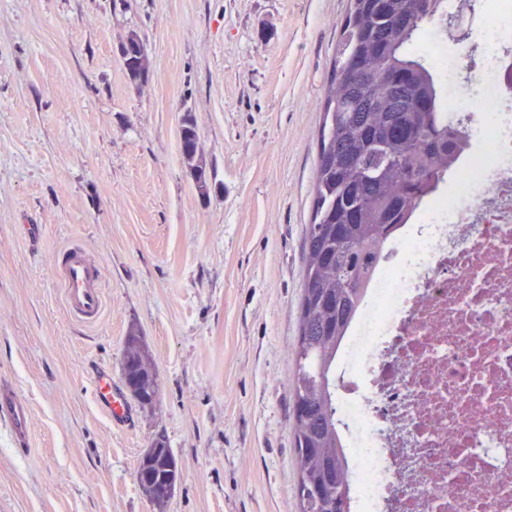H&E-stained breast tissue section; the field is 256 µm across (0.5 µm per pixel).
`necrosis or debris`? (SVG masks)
<instances>
[{
    "label": "necrosis or debris",
    "instance_id": "4bbe7bcc",
    "mask_svg": "<svg viewBox=\"0 0 512 512\" xmlns=\"http://www.w3.org/2000/svg\"><path fill=\"white\" fill-rule=\"evenodd\" d=\"M482 35L481 99L499 96L512 0ZM466 150L453 195L380 249L329 372L352 512H512V116Z\"/></svg>",
    "mask_w": 512,
    "mask_h": 512
}]
</instances>
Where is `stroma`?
<instances>
[{"mask_svg": "<svg viewBox=\"0 0 512 512\" xmlns=\"http://www.w3.org/2000/svg\"><path fill=\"white\" fill-rule=\"evenodd\" d=\"M349 0H0V381L32 409L19 453L0 427V512H299L292 395L323 104ZM471 36L426 26L476 91ZM137 33L144 81L119 48ZM191 117L200 195L182 157ZM103 270L100 320L68 313L53 255ZM136 332L156 366L128 426L93 372L122 385ZM165 440L180 479L164 509L139 489ZM181 151L184 160L195 179L197 187L202 193H206L208 186L206 164L203 161L202 154L200 153L194 123L188 116L184 119V125L181 131ZM96 401L112 423L125 421L130 416V406L120 389L113 386L112 376L106 370L95 375Z\"/></svg>", "mask_w": 512, "mask_h": 512, "instance_id": "obj_1", "label": "stroma"}]
</instances>
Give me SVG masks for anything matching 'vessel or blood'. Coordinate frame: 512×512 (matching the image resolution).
<instances>
[{"label":"vessel or blood","mask_w":512,"mask_h":512,"mask_svg":"<svg viewBox=\"0 0 512 512\" xmlns=\"http://www.w3.org/2000/svg\"><path fill=\"white\" fill-rule=\"evenodd\" d=\"M58 284L70 314L82 322L99 320L103 308L102 272L100 265L86 257L80 246L68 248L54 268ZM96 401L106 417L114 423L130 416V406L120 389L113 386L109 372L95 375ZM0 421L6 423L19 443L29 438L31 412L14 392L0 388Z\"/></svg>","instance_id":"vessel-or-blood-1"}]
</instances>
